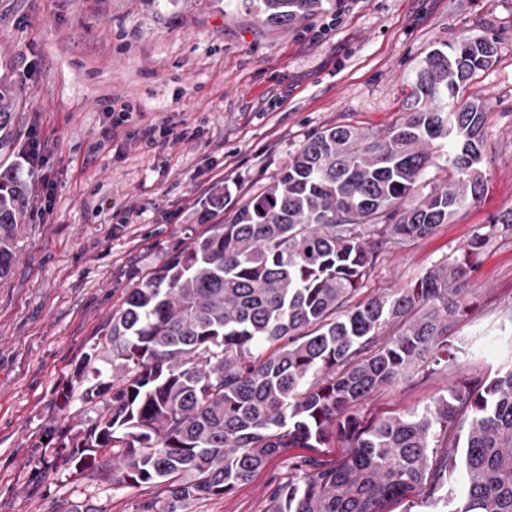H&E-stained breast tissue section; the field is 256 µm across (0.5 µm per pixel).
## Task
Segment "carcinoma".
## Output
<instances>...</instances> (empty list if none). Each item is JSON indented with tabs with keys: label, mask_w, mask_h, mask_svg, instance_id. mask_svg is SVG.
Returning a JSON list of instances; mask_svg holds the SVG:
<instances>
[{
	"label": "carcinoma",
	"mask_w": 512,
	"mask_h": 512,
	"mask_svg": "<svg viewBox=\"0 0 512 512\" xmlns=\"http://www.w3.org/2000/svg\"><path fill=\"white\" fill-rule=\"evenodd\" d=\"M238 5L288 26L324 0ZM496 54L488 36L431 51L397 125L382 135L345 126L312 135L226 222L224 186L212 187L198 213L208 230L112 315L103 350L118 373L85 390L105 399L106 412L59 447L84 466L105 452L115 484L163 486L144 512H179L231 492L282 448L332 442L349 449L346 461L278 486L272 512H382L423 484L435 512H512V366L457 383L421 411L371 421L361 413L414 367L455 361L466 278L489 245L512 237V211L417 280L355 301L384 253L483 196L487 103L466 91ZM18 101L1 75V133ZM435 141L448 144L454 179L418 198ZM29 204L19 168L0 166V277ZM459 469L457 494L448 483Z\"/></svg>",
	"instance_id": "obj_1"
}]
</instances>
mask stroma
I'll list each match as a JSON object with an SVG mask.
<instances>
[{
	"label": "stroma",
	"instance_id": "1",
	"mask_svg": "<svg viewBox=\"0 0 512 512\" xmlns=\"http://www.w3.org/2000/svg\"><path fill=\"white\" fill-rule=\"evenodd\" d=\"M489 33L496 60L472 84L488 104L486 190L386 254L362 300L417 279L512 211V0H327L288 27L224 0H0V75L21 97L0 163L19 164L30 193L14 267L0 279V512H141L161 497L155 484H113L109 459L82 467L59 446L105 410L84 390L111 368L84 359L113 313L204 232L196 203L214 185L230 191L229 217L315 132H386L430 51ZM152 124L164 148L136 137ZM34 138L36 167L24 158ZM466 286L475 305L455 326L456 362L379 389L366 419L424 408L452 383L512 365L511 238L483 252ZM347 455L335 444L282 449L251 480L184 512H271L272 490L298 466Z\"/></svg>",
	"mask_w": 512,
	"mask_h": 512
}]
</instances>
